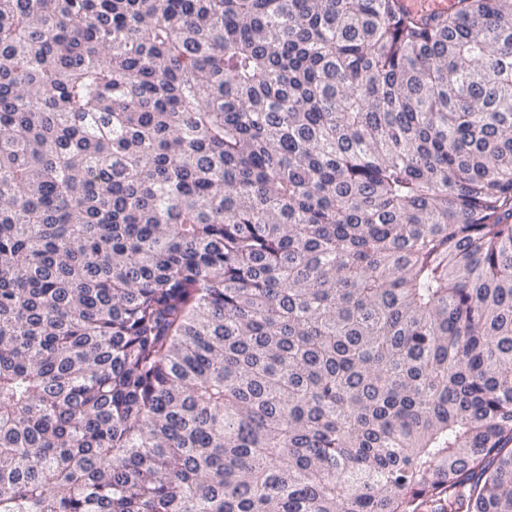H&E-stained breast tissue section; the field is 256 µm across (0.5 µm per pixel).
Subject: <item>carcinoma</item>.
<instances>
[{
  "label": "carcinoma",
  "mask_w": 512,
  "mask_h": 512,
  "mask_svg": "<svg viewBox=\"0 0 512 512\" xmlns=\"http://www.w3.org/2000/svg\"><path fill=\"white\" fill-rule=\"evenodd\" d=\"M0 512H512V0H0Z\"/></svg>",
  "instance_id": "cac0c4a2"
}]
</instances>
